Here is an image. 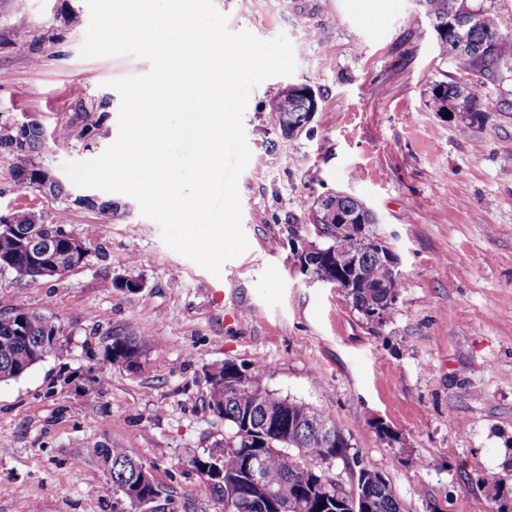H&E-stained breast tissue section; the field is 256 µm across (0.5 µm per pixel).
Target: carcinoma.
<instances>
[{"mask_svg": "<svg viewBox=\"0 0 512 512\" xmlns=\"http://www.w3.org/2000/svg\"><path fill=\"white\" fill-rule=\"evenodd\" d=\"M455 0H421L425 15L432 17L449 30L439 38L441 53L448 54V43L464 39L467 43L466 56L459 59V65L476 75L487 77L498 75L500 66L512 63V34L502 31L498 16L482 8L467 16L450 17ZM457 84L439 82L432 88L429 105L437 112L444 103L455 96ZM463 109L473 121L481 114L478 83H471L469 97ZM307 111L305 98L288 90L281 93L279 100L271 107L274 122L279 129L288 130ZM43 130L36 124L18 125L14 122H0V150L22 157L42 145ZM14 178L20 184H37L49 194L63 193L62 185L40 169L18 166ZM80 202L97 209L100 224H108L119 216L118 206L112 202L96 203L90 198ZM66 238L64 229L57 222H46L34 212L18 209L10 213L7 227L0 228V271L10 270L20 277L33 280L46 278L50 273L44 266L36 265L37 257L59 255L63 257L64 270L70 271L84 264L81 252L65 254ZM338 247L344 251L362 256V276L355 287L348 290L347 297L353 306L369 316L384 312L391 302L389 291L375 287L374 278L378 271L375 247L360 236L347 235L327 247ZM67 339L61 327L47 317L25 308L0 314V381L16 379L29 372L36 364L50 355L60 356L66 350ZM144 335L115 336L104 348V358H121L123 361L142 354ZM250 372L253 383L239 384L234 376L227 382L210 385L208 408L224 420L230 430L222 445V466L225 478L242 473L245 450L261 448L260 464L269 486L276 487L292 480L302 486V494L295 502L283 507L256 508L258 493L247 481L239 485L240 495L234 501H224V512H342L336 506V496L346 497L339 482L323 467L327 456L349 461L350 445L342 441L334 448H324L313 430V424L324 422L334 430L339 425L331 416L317 411L306 404L290 401L268 390L259 382L262 366L240 364ZM92 454L102 464L112 465V486L119 488L133 478L142 463L130 457L123 448H104L95 445ZM358 491L373 498L370 512H400V504L388 480L379 472L361 468L355 474Z\"/></svg>", "mask_w": 512, "mask_h": 512, "instance_id": "carcinoma-1", "label": "carcinoma"}]
</instances>
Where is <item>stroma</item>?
<instances>
[{"mask_svg": "<svg viewBox=\"0 0 512 512\" xmlns=\"http://www.w3.org/2000/svg\"><path fill=\"white\" fill-rule=\"evenodd\" d=\"M214 5L229 31L286 34L296 60L245 108L251 156L238 190L249 247L217 276L167 247L133 197L76 187L63 168L116 141L120 97L107 83L150 62L81 58L85 0H0V120L45 131L25 159L0 153V215L63 219L89 247L60 277L0 271V312H39L68 340L63 355L0 382V512H121L91 443L150 470L158 512H224L193 460L228 432L207 406V373L227 361L263 364V386L335 418L350 456L389 480L402 512H512V71L480 80L481 117L466 129L426 105L434 83L475 78L441 55L413 0ZM291 85L310 86L319 107L288 138L268 113ZM60 124L73 132L64 147ZM20 164L64 193L18 184ZM332 191L367 204L376 221L366 236L398 260L402 286L381 317L304 263L331 242L309 218ZM84 196L116 203L119 218L100 228ZM129 277L135 293L106 286ZM142 332L139 370L104 361L112 336ZM99 367L105 391L69 385ZM416 457L427 467L409 466ZM493 473L502 489L487 484Z\"/></svg>", "mask_w": 512, "mask_h": 512, "instance_id": "obj_1", "label": "stroma"}]
</instances>
